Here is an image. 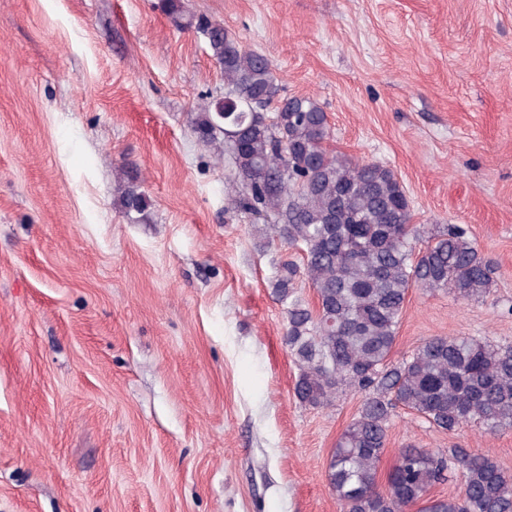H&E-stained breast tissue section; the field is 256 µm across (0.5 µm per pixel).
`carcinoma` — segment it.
Returning a JSON list of instances; mask_svg holds the SVG:
<instances>
[{
  "instance_id": "1",
  "label": "carcinoma",
  "mask_w": 512,
  "mask_h": 512,
  "mask_svg": "<svg viewBox=\"0 0 512 512\" xmlns=\"http://www.w3.org/2000/svg\"><path fill=\"white\" fill-rule=\"evenodd\" d=\"M164 8L176 28H194L206 38L224 72V96L245 108L225 121L210 102L195 121L200 138L223 135L235 174L246 182L228 207L276 215L273 236L303 249V266L282 262L274 285L287 307L284 340L300 367L297 399L319 407L332 404L344 388L364 394L328 463L340 512H410L416 506L419 512H512V474L492 457L464 448H403L385 487L378 484L399 406L442 432L469 423L489 436L512 429V346L435 336L392 360L410 289H445L460 299L490 292L495 268L469 230L450 224L429 234L411 224L395 173L330 150L326 112L310 97L280 95L264 54L243 48L223 26L186 14L181 0H164ZM271 107L284 145L266 121ZM284 150L291 156L286 173ZM120 206L134 220L149 201L133 184ZM301 273L315 291L314 309L295 296ZM457 477L459 489L430 496L434 485Z\"/></svg>"
}]
</instances>
